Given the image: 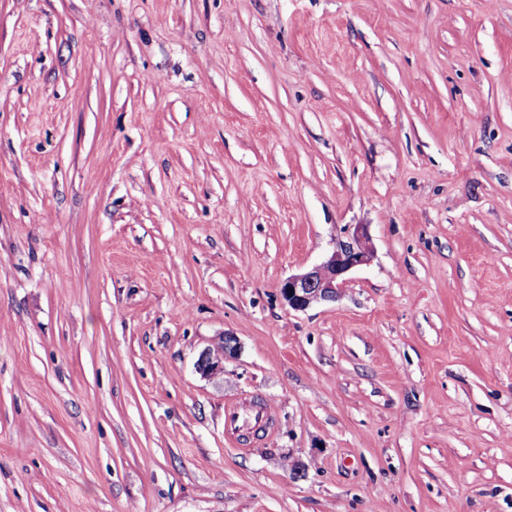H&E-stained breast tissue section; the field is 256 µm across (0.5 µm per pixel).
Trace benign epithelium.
<instances>
[{"label":"benign epithelium","instance_id":"1","mask_svg":"<svg viewBox=\"0 0 512 512\" xmlns=\"http://www.w3.org/2000/svg\"><path fill=\"white\" fill-rule=\"evenodd\" d=\"M371 258L367 229L356 224L326 261L288 277L281 285L282 297L296 311H303L320 301H334L344 288L349 272L368 264ZM238 351L236 338L226 335L224 354L216 355L210 347L205 349L198 359L197 370L206 377L221 373L224 361L235 357Z\"/></svg>","mask_w":512,"mask_h":512}]
</instances>
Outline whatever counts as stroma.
Segmentation results:
<instances>
[{
	"mask_svg": "<svg viewBox=\"0 0 512 512\" xmlns=\"http://www.w3.org/2000/svg\"><path fill=\"white\" fill-rule=\"evenodd\" d=\"M0 512H512V0H0ZM371 258L367 229L355 224L347 239L338 244L326 261L288 277L281 285L282 297L296 311L306 310L320 301L336 300L349 272L368 264ZM224 355H215L212 347L205 349L197 362V370L203 376L209 377L224 371V361L233 358L239 351V346L235 337L224 336Z\"/></svg>",
	"mask_w": 512,
	"mask_h": 512,
	"instance_id": "obj_1",
	"label": "stroma"
}]
</instances>
